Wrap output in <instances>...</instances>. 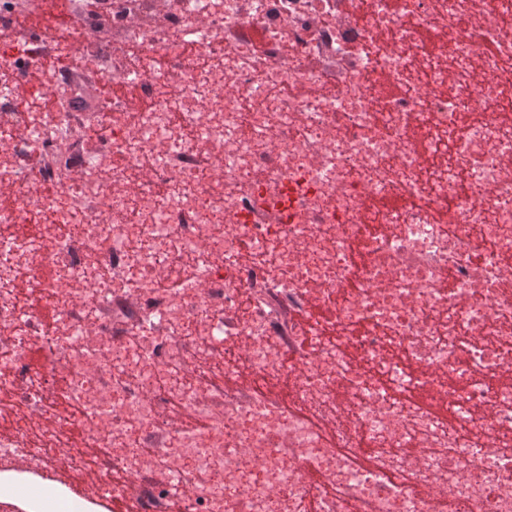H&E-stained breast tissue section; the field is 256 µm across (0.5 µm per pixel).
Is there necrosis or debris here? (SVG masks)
<instances>
[{"label":"necrosis or debris","instance_id":"obj_1","mask_svg":"<svg viewBox=\"0 0 512 512\" xmlns=\"http://www.w3.org/2000/svg\"><path fill=\"white\" fill-rule=\"evenodd\" d=\"M68 33L0 41V512H512V0Z\"/></svg>","mask_w":512,"mask_h":512}]
</instances>
